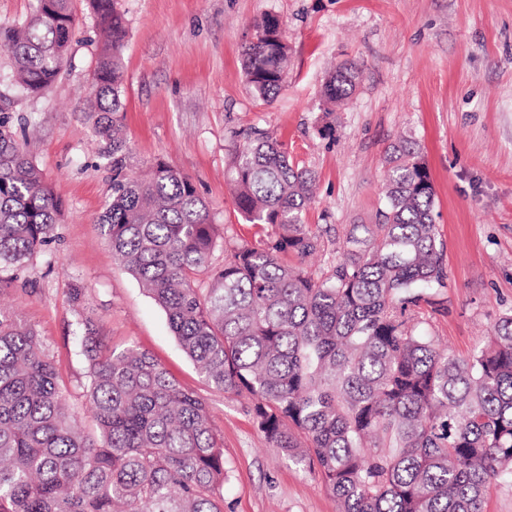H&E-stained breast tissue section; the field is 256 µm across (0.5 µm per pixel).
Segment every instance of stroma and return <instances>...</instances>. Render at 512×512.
I'll return each instance as SVG.
<instances>
[{"mask_svg":"<svg viewBox=\"0 0 512 512\" xmlns=\"http://www.w3.org/2000/svg\"><path fill=\"white\" fill-rule=\"evenodd\" d=\"M75 34L65 64L42 95L12 78L0 48V105L62 203L57 238L38 253L0 303L40 333L86 433L87 363L71 293L84 291L103 342L136 347L205 403L224 444V512H338L321 477L268 447L247 395L209 385L182 350L164 310L112 255L98 218L112 172L87 114L98 32L84 0H72ZM128 37L124 131L132 173L162 160L190 177L221 232L213 261L264 232L238 212L227 173L235 132L249 127L284 142L317 175L306 215L322 230L312 257L281 264L325 278L350 225L375 226L385 208L384 149L417 141L434 189L447 278L444 310L418 309V331L466 356L512 312V0H118ZM279 17L290 46L287 76L270 103L249 89L242 51L251 25ZM345 62L361 67L351 97L325 113L322 88ZM331 134H323L324 126Z\"/></svg>","mask_w":512,"mask_h":512,"instance_id":"1","label":"stroma"}]
</instances>
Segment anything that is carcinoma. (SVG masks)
<instances>
[{
  "label": "carcinoma",
  "instance_id": "carcinoma-1",
  "mask_svg": "<svg viewBox=\"0 0 512 512\" xmlns=\"http://www.w3.org/2000/svg\"><path fill=\"white\" fill-rule=\"evenodd\" d=\"M102 41L89 108L112 146V202L98 228L164 309L200 374L251 397L269 447L317 472L339 512H484L487 488L512 482V313L468 357L441 350L411 325L444 283L427 163L401 137L385 155L383 220L346 236L319 282L278 256L307 258L321 235L305 216L313 170L254 129L228 167L241 216L273 233L212 264L219 234L196 185L158 160L130 173L123 135L127 37L116 0H85ZM71 0H35L0 30L16 83L41 95L57 79L75 32ZM289 48L283 22L253 24L244 48L252 92L282 89ZM354 62L326 80L323 101L351 96ZM60 202L45 185L0 107V286L55 237ZM209 276V287L196 286ZM97 433L85 434L38 331L0 308V512H224L223 440L205 403L152 356L116 353L80 313Z\"/></svg>",
  "mask_w": 512,
  "mask_h": 512
}]
</instances>
